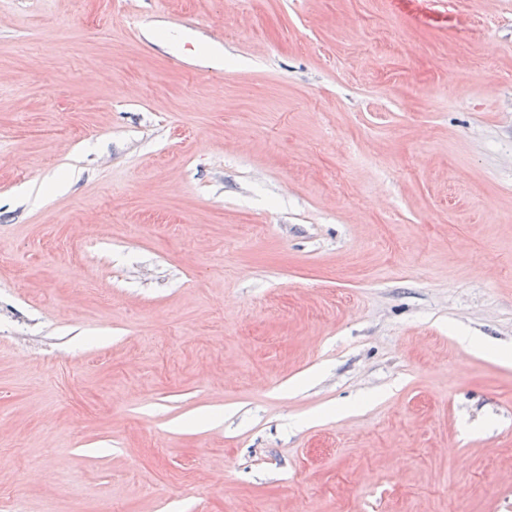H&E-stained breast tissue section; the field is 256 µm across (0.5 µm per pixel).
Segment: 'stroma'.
<instances>
[{"label": "stroma", "instance_id": "1", "mask_svg": "<svg viewBox=\"0 0 512 512\" xmlns=\"http://www.w3.org/2000/svg\"><path fill=\"white\" fill-rule=\"evenodd\" d=\"M511 349L512 0H0V512H512Z\"/></svg>", "mask_w": 512, "mask_h": 512}]
</instances>
